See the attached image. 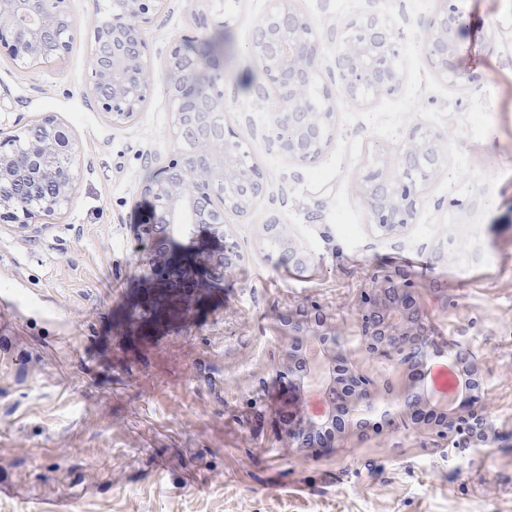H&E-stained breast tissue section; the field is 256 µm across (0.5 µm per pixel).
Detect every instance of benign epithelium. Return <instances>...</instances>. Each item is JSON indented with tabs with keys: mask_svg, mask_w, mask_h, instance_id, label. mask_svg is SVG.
Masks as SVG:
<instances>
[{
	"mask_svg": "<svg viewBox=\"0 0 512 512\" xmlns=\"http://www.w3.org/2000/svg\"><path fill=\"white\" fill-rule=\"evenodd\" d=\"M166 0H112L107 18L92 35L93 64L87 89L104 116L115 125L130 123L148 103L154 85L144 41V27ZM437 7L422 43L434 74L450 86L461 83L456 68L461 31L459 0H436ZM75 22L68 0H0V42L21 68L58 61L69 51ZM248 53L265 72L277 109L270 138L289 159L312 164L325 153L336 129V93L318 84L319 35L295 0H269ZM403 42L389 17L378 13L349 19L336 44L340 91L350 101L367 105L395 95L401 83L398 67ZM210 81H201L202 72ZM165 88L172 102V136L176 157L143 185L153 202V220L142 231L150 242L149 265L157 288L187 295L203 286L199 272L221 281L243 256L234 243L173 262L175 227L203 228L227 238L224 215H247L266 190L258 164L235 154L237 134L229 126L208 134L196 128L203 115L224 112L223 72L205 39L175 43L165 66ZM77 149L66 126L52 113L0 136V221L27 229L45 217L60 214L75 194ZM448 171L446 138L439 130L414 125L394 150L380 151L356 182L371 224L388 232L415 223L417 205L440 173ZM275 231L283 243L280 258L295 266L310 260L286 226L271 220L262 235ZM364 350L402 370L409 385L402 407L414 430L464 452L482 443L491 426L481 405L484 376L470 354L448 353L457 365L460 390L451 404L434 400L426 374L443 354L432 338L416 283L400 272L371 277L357 309ZM284 354L277 374L290 392L309 381L311 349L322 363L326 412L314 419L298 411L283 417L288 446L304 451L332 448L350 435L377 433L389 422L373 407L374 383L351 362L339 324L324 308L309 302L281 313Z\"/></svg>",
	"mask_w": 512,
	"mask_h": 512,
	"instance_id": "1",
	"label": "benign epithelium"
}]
</instances>
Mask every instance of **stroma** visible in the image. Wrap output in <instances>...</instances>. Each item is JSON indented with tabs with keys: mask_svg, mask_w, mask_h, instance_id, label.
Returning <instances> with one entry per match:
<instances>
[{
	"mask_svg": "<svg viewBox=\"0 0 512 512\" xmlns=\"http://www.w3.org/2000/svg\"><path fill=\"white\" fill-rule=\"evenodd\" d=\"M107 0H69L66 56L21 69L0 55V133L55 113L78 152L76 193L61 215L22 231L0 223V512H512V0H466L460 86L439 80L422 51L434 0H297L320 33L321 78L338 88L336 40L349 14L391 17L404 40L401 88L359 107L337 98L325 155L304 166L268 135L274 103L258 98L247 53L268 0H223L196 29L197 0H167L146 29L155 88L131 123L111 124L87 91L91 18ZM220 37L224 118L266 174L248 215H226L243 253L223 281L187 296L157 289L137 233L150 208L143 183L176 153L165 62L182 36ZM479 124H472V116ZM425 123L447 134L449 170L415 224L386 234L356 192L361 164ZM311 255L304 268L269 259V218ZM462 238L465 253L449 257ZM416 281L434 338L466 349L485 377L487 447L460 454L411 430L406 376L359 344L357 304L370 276ZM321 304L354 365L375 383L391 424L340 447H289L276 367L280 312Z\"/></svg>",
	"mask_w": 512,
	"mask_h": 512,
	"instance_id": "obj_1",
	"label": "stroma"
}]
</instances>
